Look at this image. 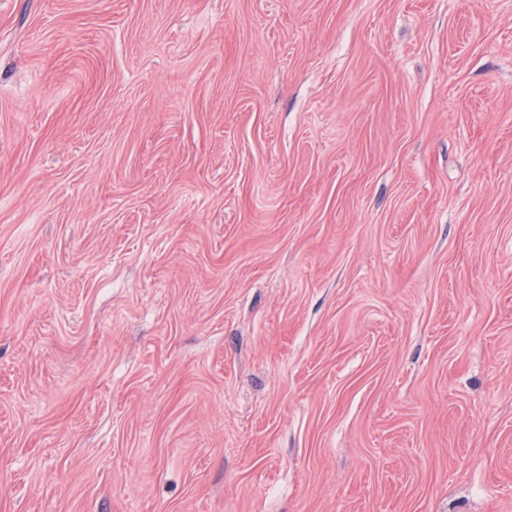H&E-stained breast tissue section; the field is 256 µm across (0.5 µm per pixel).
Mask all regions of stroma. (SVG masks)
Returning a JSON list of instances; mask_svg holds the SVG:
<instances>
[{
	"instance_id": "1",
	"label": "stroma",
	"mask_w": 512,
	"mask_h": 512,
	"mask_svg": "<svg viewBox=\"0 0 512 512\" xmlns=\"http://www.w3.org/2000/svg\"><path fill=\"white\" fill-rule=\"evenodd\" d=\"M0 512H512V0H0Z\"/></svg>"
}]
</instances>
